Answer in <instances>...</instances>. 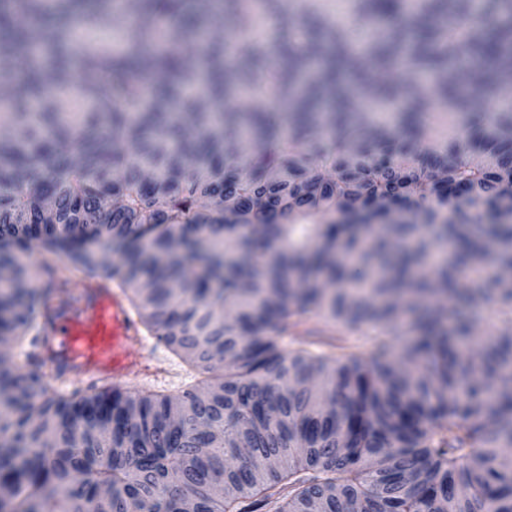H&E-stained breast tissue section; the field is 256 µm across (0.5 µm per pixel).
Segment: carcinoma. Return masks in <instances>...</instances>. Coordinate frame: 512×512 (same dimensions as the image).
<instances>
[{
	"label": "carcinoma",
	"mask_w": 512,
	"mask_h": 512,
	"mask_svg": "<svg viewBox=\"0 0 512 512\" xmlns=\"http://www.w3.org/2000/svg\"><path fill=\"white\" fill-rule=\"evenodd\" d=\"M349 9L364 28L328 0H0V512H512V106L467 87L507 99L512 0ZM226 14L288 36L236 47ZM399 171L411 217L311 222ZM93 276L201 379L50 374Z\"/></svg>",
	"instance_id": "cac0c4a2"
}]
</instances>
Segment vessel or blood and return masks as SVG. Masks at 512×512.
<instances>
[{"mask_svg": "<svg viewBox=\"0 0 512 512\" xmlns=\"http://www.w3.org/2000/svg\"><path fill=\"white\" fill-rule=\"evenodd\" d=\"M47 333L46 357L65 381L104 379L116 385L130 380L146 370L147 350L161 345L159 337L143 332L122 291L104 277L84 281Z\"/></svg>", "mask_w": 512, "mask_h": 512, "instance_id": "1", "label": "vessel or blood"}]
</instances>
